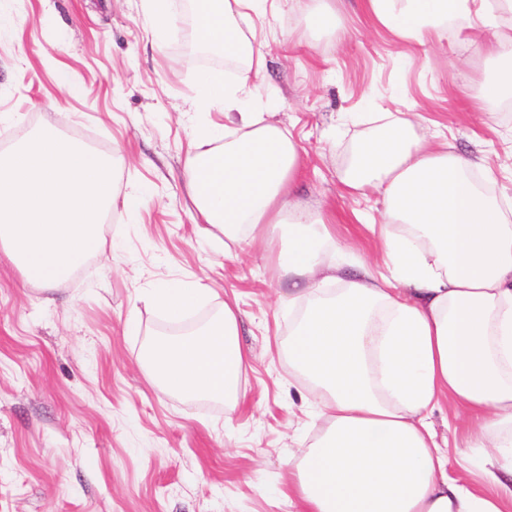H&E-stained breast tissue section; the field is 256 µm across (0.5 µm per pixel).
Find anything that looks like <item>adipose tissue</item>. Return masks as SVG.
Returning <instances> with one entry per match:
<instances>
[{"label": "adipose tissue", "instance_id": "obj_1", "mask_svg": "<svg viewBox=\"0 0 512 512\" xmlns=\"http://www.w3.org/2000/svg\"><path fill=\"white\" fill-rule=\"evenodd\" d=\"M267 0H200L196 25L225 57L263 67L242 22ZM372 22L403 38H422L471 16L495 19L512 0H363ZM495 68L481 83L485 103L512 100V34L491 47ZM199 108L237 111L241 132L197 120L200 140L219 149L188 160L201 223L232 240L262 238L288 278L299 307L290 332L288 372L317 396L323 436L289 458L298 512H502L495 496L448 475V459L427 414L441 398L477 420L466 461L485 482L512 495V214L474 181L472 159L434 150L385 122L357 148L343 183L382 194L389 223L378 237L389 275L358 266L338 293L342 247L323 216L285 199L298 154L280 127L255 111L244 85L209 72L197 78ZM201 284L170 280L152 288L150 305L182 320L206 296ZM238 318L224 305L212 322L182 336L157 338L149 376L187 398L237 402L247 356Z\"/></svg>", "mask_w": 512, "mask_h": 512}]
</instances>
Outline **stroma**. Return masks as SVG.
Listing matches in <instances>:
<instances>
[{"label":"stroma","instance_id":"obj_1","mask_svg":"<svg viewBox=\"0 0 512 512\" xmlns=\"http://www.w3.org/2000/svg\"><path fill=\"white\" fill-rule=\"evenodd\" d=\"M331 2L336 32L308 19V0H269L253 22L264 72L243 59L212 71L245 79L295 143L292 203L334 217L347 260L379 274L383 197L342 184L378 113L476 160L491 196L512 201V111L476 97L512 13L470 38L451 26L404 40L362 0ZM187 42H203L187 6L159 39L142 0H0V154L50 124L112 157L118 194L143 193L137 218L112 207L100 252L54 287L24 283L0 249V512H295L288 457L325 425L310 386L288 374L296 311L273 254L198 222L186 165L204 66L184 58ZM61 71L79 95L58 86ZM173 279L211 290L193 321L235 305L250 360L238 405L148 376L145 352L165 324L148 296ZM428 421L462 476L469 423L446 398Z\"/></svg>","mask_w":512,"mask_h":512}]
</instances>
